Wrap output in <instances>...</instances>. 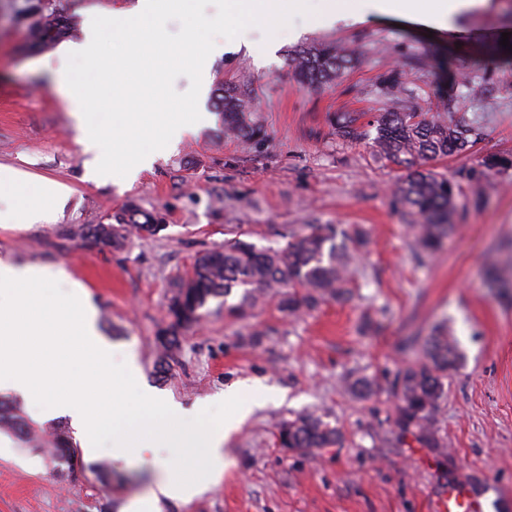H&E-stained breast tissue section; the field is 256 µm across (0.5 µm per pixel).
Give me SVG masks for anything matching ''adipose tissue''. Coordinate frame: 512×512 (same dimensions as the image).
Instances as JSON below:
<instances>
[{"label":"adipose tissue","mask_w":512,"mask_h":512,"mask_svg":"<svg viewBox=\"0 0 512 512\" xmlns=\"http://www.w3.org/2000/svg\"><path fill=\"white\" fill-rule=\"evenodd\" d=\"M476 0H377L378 15L445 27L446 20ZM68 188L45 180L30 188L25 173L0 165V224H34L60 204ZM68 284L63 298L52 289ZM0 288L9 290L10 307L0 306V390H10L43 405L44 417L69 415L82 435L86 453H94L102 436L112 439L114 457L131 460L159 448H178L179 460H160L153 488L129 500L121 512H144L148 503L168 499L190 503L224 475V444L250 415L252 403L237 388L226 389L223 422L205 418L211 401L184 409L140 382L133 355L116 358L97 324V310L82 285L61 268L19 265L0 256ZM136 386L149 415L145 422L126 423V393Z\"/></svg>","instance_id":"ef3b65f1"}]
</instances>
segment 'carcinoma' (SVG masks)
<instances>
[{"instance_id": "obj_1", "label": "carcinoma", "mask_w": 512, "mask_h": 512, "mask_svg": "<svg viewBox=\"0 0 512 512\" xmlns=\"http://www.w3.org/2000/svg\"><path fill=\"white\" fill-rule=\"evenodd\" d=\"M19 17L31 31L29 48L46 49L74 36L76 14L66 0H23ZM298 81L323 85L357 63V59L333 43L302 50L290 58ZM403 73L395 71L385 85L388 104L373 123L376 155L408 169L398 185L400 203L413 218L417 252H432L454 229L458 185L447 176L421 167V162L459 154L469 149L473 128L454 112L431 116L412 111L404 93ZM224 132L246 143L258 142L265 131L251 104V96L236 87L218 86L213 102ZM358 112H338L332 117L336 134L359 139ZM162 218L145 211L135 202L108 214L96 224H75L68 235L84 246L124 248L133 233L157 235ZM284 244L259 249L236 235L224 246L198 253L186 270L170 282L167 304L168 326L163 330L161 364L177 349L182 335L203 319L201 309L212 298L224 299V315L242 319L269 293H274L290 315L309 311L320 302L343 299L351 274L350 244L360 231L335 224H312L304 232L283 229ZM237 297L231 303L229 298ZM425 361L399 370L392 389L400 401L393 420L399 435H413L429 447L442 444L432 428L431 417L445 394L448 369L457 365L460 353L456 338L445 330L436 331L425 345ZM0 430L28 442L32 428L17 402L0 396ZM280 447L301 453L332 448L341 440L338 428L314 412L298 414L278 425ZM51 459L56 473H72L80 460L68 428H53Z\"/></svg>"}]
</instances>
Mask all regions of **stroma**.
<instances>
[{"instance_id": "1", "label": "stroma", "mask_w": 512, "mask_h": 512, "mask_svg": "<svg viewBox=\"0 0 512 512\" xmlns=\"http://www.w3.org/2000/svg\"><path fill=\"white\" fill-rule=\"evenodd\" d=\"M20 4L0 0V164L62 182L71 196L48 222L0 226V255L65 268L89 291L106 339L134 354L146 385L183 407L244 381L283 393L230 437L225 448L234 464L218 485L187 504L161 500L160 512H440L449 491L478 480L485 486L479 504L512 512V289L489 285L495 267L512 279V64L499 52L502 34L512 33V0L460 11L431 35L371 11L361 21L324 24L316 16L320 0L274 37L249 27L235 51L210 59L208 87L250 91L264 139L242 145L210 118L130 186L88 178L55 84L63 61L53 48L28 50ZM269 39L276 52L257 55L255 46ZM330 42L351 51L357 66L333 83L301 85L290 55ZM439 55L478 93L452 84L446 100L436 98ZM395 71L404 72L417 108L453 109L480 133L466 154L428 163L460 190L455 229L437 252L421 256L395 193L405 169L376 157L371 137L339 138L328 120L336 112L374 120ZM491 157L510 163L488 173ZM131 199L162 214L165 229L120 250L87 249L68 237L70 225L98 223ZM309 224L365 231L352 247L350 300L294 317L270 297L237 322L210 300L168 373H159L168 284L196 252L222 245L233 229L274 247L282 227ZM440 326L463 358L432 415L444 445L426 448L393 427L399 401L389 382L423 361L420 345ZM361 377L377 381L371 397L349 390ZM308 411L326 415L340 443L315 455L280 447L276 424ZM82 462L73 475L57 476L43 449L0 432V512H121L155 478L152 454L120 461L105 443Z\"/></svg>"}]
</instances>
